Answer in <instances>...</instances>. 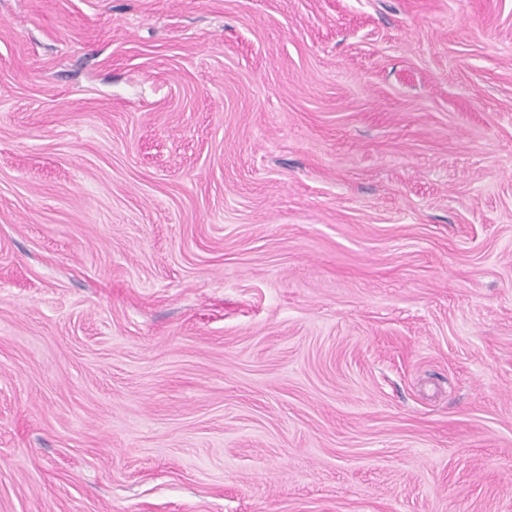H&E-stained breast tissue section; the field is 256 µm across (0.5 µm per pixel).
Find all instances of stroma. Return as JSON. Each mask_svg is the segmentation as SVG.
Segmentation results:
<instances>
[{"mask_svg": "<svg viewBox=\"0 0 512 512\" xmlns=\"http://www.w3.org/2000/svg\"><path fill=\"white\" fill-rule=\"evenodd\" d=\"M0 512H512V0H0Z\"/></svg>", "mask_w": 512, "mask_h": 512, "instance_id": "obj_1", "label": "stroma"}]
</instances>
